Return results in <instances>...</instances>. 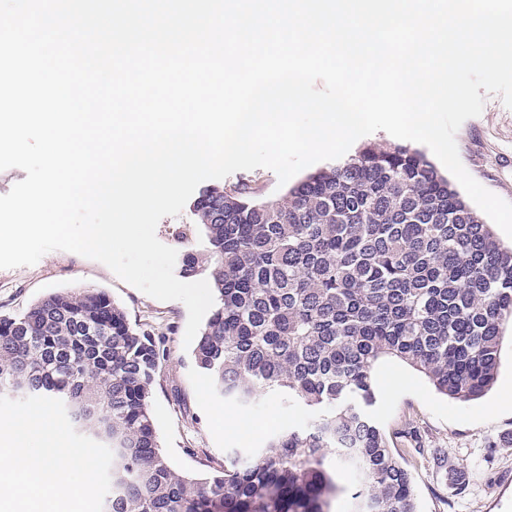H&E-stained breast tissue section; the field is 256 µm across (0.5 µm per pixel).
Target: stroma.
Listing matches in <instances>:
<instances>
[{
	"mask_svg": "<svg viewBox=\"0 0 512 512\" xmlns=\"http://www.w3.org/2000/svg\"><path fill=\"white\" fill-rule=\"evenodd\" d=\"M460 159L486 189L512 203V109L489 95L480 116L456 134ZM160 242L178 254L199 253L207 239L190 211L164 217ZM107 293L132 323L159 341L164 360L151 396L161 449L179 472H223L246 463L270 438L310 422L306 409H288L277 395L258 393L240 408L214 392L183 339L188 312L179 301H160L119 279L103 263L52 251L35 265L0 269V315L22 314L61 291ZM374 419L397 460L412 476L419 512H512V341L504 340L496 383L483 398L459 402L439 395L428 380L393 358L375 371Z\"/></svg>",
	"mask_w": 512,
	"mask_h": 512,
	"instance_id": "35a3bbf8",
	"label": "stroma"
}]
</instances>
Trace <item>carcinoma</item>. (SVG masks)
Instances as JSON below:
<instances>
[{
	"mask_svg": "<svg viewBox=\"0 0 512 512\" xmlns=\"http://www.w3.org/2000/svg\"><path fill=\"white\" fill-rule=\"evenodd\" d=\"M217 305L193 349L225 399L260 390L312 413L248 463L182 474L150 407L164 352L103 291L52 293L0 315V395L58 398L74 428L114 454L102 512H330L327 456L368 488L367 512H419L408 470L369 408L395 358L462 402L494 386L512 321V246L410 146L367 145L284 197L202 190L191 207Z\"/></svg>",
	"mask_w": 512,
	"mask_h": 512,
	"instance_id": "obj_1",
	"label": "carcinoma"
}]
</instances>
